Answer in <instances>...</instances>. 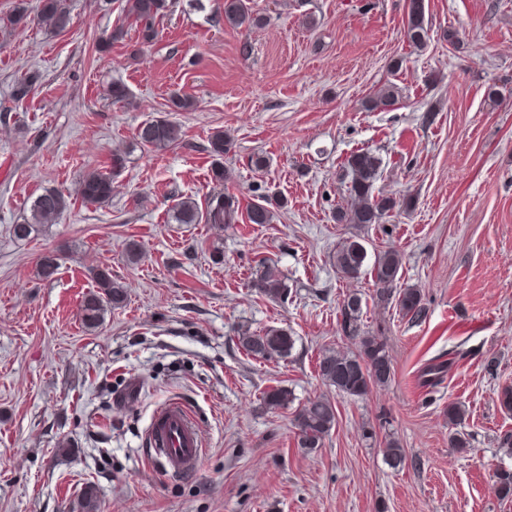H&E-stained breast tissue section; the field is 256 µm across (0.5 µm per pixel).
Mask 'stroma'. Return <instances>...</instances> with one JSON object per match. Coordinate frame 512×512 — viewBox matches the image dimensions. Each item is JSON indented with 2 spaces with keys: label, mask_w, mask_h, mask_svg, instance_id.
<instances>
[{
  "label": "stroma",
  "mask_w": 512,
  "mask_h": 512,
  "mask_svg": "<svg viewBox=\"0 0 512 512\" xmlns=\"http://www.w3.org/2000/svg\"><path fill=\"white\" fill-rule=\"evenodd\" d=\"M13 2L0 0V512H81L89 485L98 512H512L491 488L493 470L512 467L498 446L512 430L498 399L512 386V0H425L420 48L404 34L408 0H252L264 24L251 30L225 24L221 0H171L149 44L126 0H65L64 32L33 23L7 35ZM118 24L125 39L100 52ZM25 76L34 91L19 101ZM115 82L128 100L112 101ZM389 83L396 107L366 111ZM175 95L193 110L174 111ZM157 117L179 124V141L136 145ZM218 130L235 144L221 185ZM118 148L111 204L84 202L82 176L111 172ZM362 149L383 160L377 189L412 204L381 224H339L341 165ZM258 154L267 167H253ZM50 190L68 210L16 238L13 225ZM223 190L285 206L268 224L170 223L177 198ZM352 235L368 251H400L397 286L422 290L420 320L377 305L370 273L339 278L332 256ZM48 254L58 269L45 279ZM261 258L287 278V300L253 288ZM93 267L110 270L126 300L89 329L79 307L96 290ZM352 291L394 370L361 398L318 371L326 350L358 349L339 327ZM270 327L290 331L291 354L247 356L239 334ZM440 356L453 363L444 383L422 387L420 369ZM276 387L290 400L272 409L264 396ZM318 396L337 423L311 451L295 417ZM174 398L202 425L205 451L185 476L145 443L154 409ZM452 402L467 410L458 428ZM457 430L472 453L452 452ZM391 437L406 456L396 469ZM211 153L219 157L218 160L224 158V155L229 154L234 147V141L224 133L217 132L211 136ZM216 159L214 166L211 168L212 180L215 182H224L227 178L224 170V164Z\"/></svg>",
  "instance_id": "1"
}]
</instances>
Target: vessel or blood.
I'll list each match as a JSON object with an SVG mask.
<instances>
[{
  "label": "vessel or blood",
  "instance_id": "obj_1",
  "mask_svg": "<svg viewBox=\"0 0 512 512\" xmlns=\"http://www.w3.org/2000/svg\"><path fill=\"white\" fill-rule=\"evenodd\" d=\"M146 444L171 472H192L203 453L201 423L185 402L170 401L155 412Z\"/></svg>",
  "mask_w": 512,
  "mask_h": 512
}]
</instances>
